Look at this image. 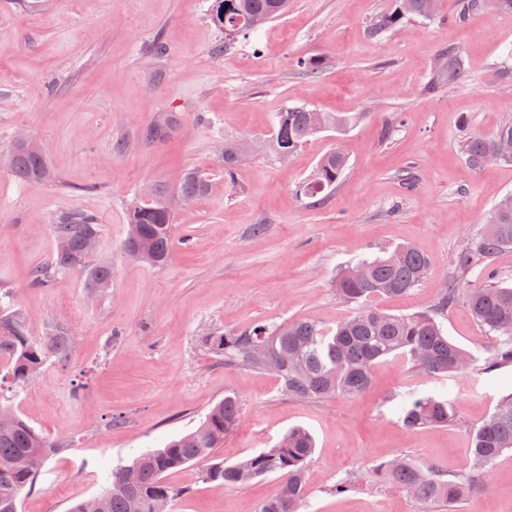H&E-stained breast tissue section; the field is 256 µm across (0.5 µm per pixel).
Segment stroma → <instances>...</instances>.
Wrapping results in <instances>:
<instances>
[{
    "mask_svg": "<svg viewBox=\"0 0 512 512\" xmlns=\"http://www.w3.org/2000/svg\"><path fill=\"white\" fill-rule=\"evenodd\" d=\"M210 3L55 0L34 16L0 0V305L24 312L33 339L61 328L71 343L67 361L47 362L31 383L0 385V406L58 445L19 512H69L102 494L113 466L195 430L227 394L244 419L216 451L225 462L276 446L295 425L313 434L301 512H415L402 491L372 483L367 471L407 455L467 472L470 432L512 392V368L438 378L389 360L360 398L303 404L270 372L225 366L204 339L257 322L335 326L354 310L334 291L338 270L404 244L430 256L427 277L411 296L374 306L410 314L435 303L453 258L512 194V163L476 168L463 151L473 135L512 122V14L460 21L454 0H442L434 18H410L375 41L366 29L393 0H290L284 17L228 39L208 18ZM159 41L167 52L152 55ZM451 47L466 59L465 76L429 91L434 64ZM311 59L321 60L319 71L303 69ZM296 105L356 120L283 162L263 144L275 113ZM166 115L177 120L170 137L145 139ZM19 134L40 144L52 181L14 177L7 152ZM238 138L254 146L230 184L221 150ZM334 147L348 158L339 186L318 204L299 196ZM189 169L206 173L209 187L178 210L169 263L134 261L123 250L130 204L145 187L176 186ZM67 212L102 226L96 253L111 261L112 284L93 297L78 272L29 283L31 268L53 256L51 226ZM443 326L485 360L490 339L465 304ZM410 384L453 400L456 421L403 428L398 396ZM202 473L188 464L167 474L185 492L172 512H258L280 487L268 475L218 491ZM350 474L358 488L336 493ZM454 512H512V452L495 463L489 492Z\"/></svg>",
    "mask_w": 512,
    "mask_h": 512,
    "instance_id": "stroma-1",
    "label": "stroma"
}]
</instances>
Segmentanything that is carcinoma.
I'll return each mask as SVG.
<instances>
[{
    "instance_id": "1",
    "label": "carcinoma",
    "mask_w": 512,
    "mask_h": 512,
    "mask_svg": "<svg viewBox=\"0 0 512 512\" xmlns=\"http://www.w3.org/2000/svg\"><path fill=\"white\" fill-rule=\"evenodd\" d=\"M426 0H395V7L373 20L370 36L376 38L394 29L409 16H426ZM490 6L500 13H512V0H461L459 18ZM288 11V0H213L209 18L224 30V36L236 37L255 31ZM466 72L461 52L450 48L442 53L430 89L461 79ZM353 122L343 113L321 112L306 106L288 107L276 113L268 141L277 155H293L317 132L341 130ZM176 119L166 117L150 129L156 140L168 137ZM512 139V123L503 124L487 138L471 137L464 146L469 161L480 167L483 158L494 153L502 139ZM8 161L14 174L30 185H41L51 178L43 154L12 144ZM347 158L336 149L324 154L316 165V174L307 178L299 193L316 198L332 191L340 182ZM208 180L198 170L186 172L177 187L151 189L147 199H136L128 209L129 230L124 249L134 239L145 241L152 255V267L164 266L171 257V239L176 209L175 195H204ZM56 243H64L67 252H56L48 265L30 272L33 286L45 285L59 272L78 270L86 285L112 284V264L104 260L87 261L76 266L71 258L82 251L85 238L100 234L101 225L84 214L67 213L51 225ZM512 247V196L501 200L491 218L489 231L471 241L457 256L454 269L437 301L427 310L413 314H389L369 305L380 296L411 294L422 283L431 265L428 255L412 245L394 249L385 257L363 259L342 268L336 277V292L355 311L325 329L307 320L280 324L257 323L240 332L208 336L205 344L226 364L258 367L249 358L255 344H264L273 354L288 350L295 362L281 373L283 391L291 398L312 402L344 396L356 398L370 386L376 364L388 359H402L411 367L438 376L463 374L474 366L469 352L445 336L438 318L458 303L467 305L473 319L490 337V357L481 367L492 373L512 366V286L496 281L489 261L500 251ZM483 265L485 281L470 284L467 276ZM70 355V340L63 330H55L38 341L28 335L26 321L17 311L0 313V383L10 380L24 384L37 375L50 360L64 362ZM399 419L416 430L443 427L452 422L455 412L444 397L423 395L416 390L400 394ZM243 414L237 397L227 395L210 408L205 420L194 431L148 450L131 463L112 468L110 485L104 494L75 503L70 512H149L148 504L166 496L174 502L186 494L164 481L165 474L192 462L205 463L204 481L217 490L241 489L261 476L275 474L280 479L278 494L261 503L259 512H300L306 498L307 472L313 461L315 443L303 427H294L273 448L226 464L215 450L242 423ZM57 447L37 432L19 415L0 424V512H19L24 491L36 482L40 467L32 460H45L49 449ZM512 452V393L502 395L493 412L471 433L473 465L465 476L450 475L436 466H423L407 456H396L375 466L370 478L390 483L403 491L417 505L419 512H445L471 498L489 484V471L498 458Z\"/></svg>"
}]
</instances>
